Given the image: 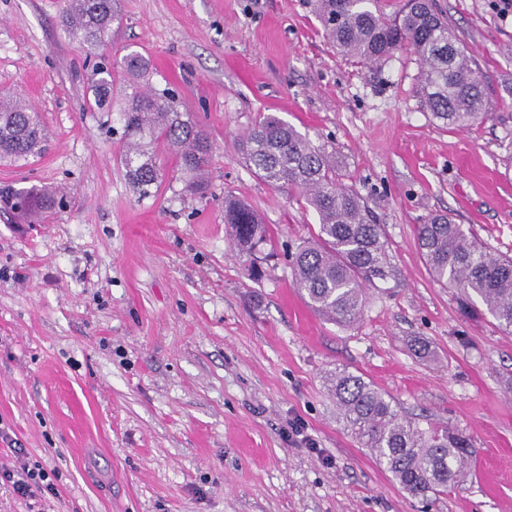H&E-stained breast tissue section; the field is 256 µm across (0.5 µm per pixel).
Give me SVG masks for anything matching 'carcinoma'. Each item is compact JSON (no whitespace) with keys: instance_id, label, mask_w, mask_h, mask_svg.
<instances>
[{"instance_id":"obj_1","label":"carcinoma","mask_w":512,"mask_h":512,"mask_svg":"<svg viewBox=\"0 0 512 512\" xmlns=\"http://www.w3.org/2000/svg\"><path fill=\"white\" fill-rule=\"evenodd\" d=\"M381 2L315 0V10L336 49L363 64H381L400 51H412L421 68L417 94L433 121L465 130L484 119L480 69L434 0H403L390 14ZM118 21L116 0H64V33L90 54L108 45ZM116 66L138 75L147 62L131 52L115 65L93 64L90 81L100 112L112 109ZM121 118L123 164L142 194H150L160 179L152 153L158 143L174 157L186 188L203 192L213 147L189 115L179 111L173 92L136 89ZM45 137L36 109L17 95L0 93V159L25 161ZM244 147L256 175L301 192L317 216L311 239L292 254L293 285L326 320L356 325L365 306L363 284L386 276L387 254L381 226L360 194L345 184L336 150L314 143L271 113L255 121ZM0 201L27 224H38L64 206L63 198L48 190L5 189ZM224 223L242 254L254 255L269 238L268 226L238 200H224ZM416 240L436 282L454 289L465 305L485 307L502 331L512 333V257L491 253L446 214L423 218L416 225ZM331 395L345 425L411 496L428 500L444 494L469 471L471 451L462 434L420 428L363 377L336 372Z\"/></svg>"}]
</instances>
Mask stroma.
<instances>
[{
    "instance_id": "35a3bbf8",
    "label": "stroma",
    "mask_w": 512,
    "mask_h": 512,
    "mask_svg": "<svg viewBox=\"0 0 512 512\" xmlns=\"http://www.w3.org/2000/svg\"><path fill=\"white\" fill-rule=\"evenodd\" d=\"M436 2L484 75L490 115L468 130L422 109L414 55L372 67L338 55L314 0H117L107 51L149 70L114 73L108 112L88 106L63 0H0V88L47 129L37 156L0 161V189L68 200L31 227L0 212V466L24 448L57 488L24 499L0 485V512H512V334L464 312L415 238L443 212L512 255V10ZM135 86L172 88L209 137L203 193L185 191L161 146L158 187L128 180L103 128L120 127ZM262 113L334 147L383 229L387 275L365 283L353 327L293 286L288 255L316 219L242 154ZM228 197L270 229L260 262L231 241ZM339 369L421 428L462 433L467 479L407 494L338 419L327 378Z\"/></svg>"
}]
</instances>
